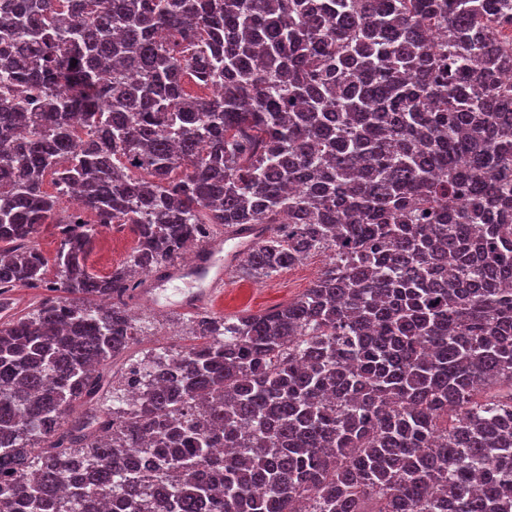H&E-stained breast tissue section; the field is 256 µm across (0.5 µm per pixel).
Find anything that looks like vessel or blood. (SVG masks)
<instances>
[{"instance_id": "obj_1", "label": "vessel or blood", "mask_w": 512, "mask_h": 512, "mask_svg": "<svg viewBox=\"0 0 512 512\" xmlns=\"http://www.w3.org/2000/svg\"><path fill=\"white\" fill-rule=\"evenodd\" d=\"M248 245V239L242 236L225 235L224 239L200 252L193 263L178 265L149 277L148 285L153 288L168 282L186 280L198 283V290L184 300L183 307L190 312L200 311L212 295L223 291L230 270Z\"/></svg>"}]
</instances>
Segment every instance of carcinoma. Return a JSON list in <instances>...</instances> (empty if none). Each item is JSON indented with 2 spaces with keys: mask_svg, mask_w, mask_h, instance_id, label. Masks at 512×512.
<instances>
[{
  "mask_svg": "<svg viewBox=\"0 0 512 512\" xmlns=\"http://www.w3.org/2000/svg\"><path fill=\"white\" fill-rule=\"evenodd\" d=\"M510 29L512 0H0V296L53 292L0 323V512H512ZM242 224L245 276L329 266L103 408L123 298ZM33 242L45 257L53 259L60 245L58 229L54 224H42L34 234ZM136 245V237L129 226L122 230L99 227L88 266L98 275H108L126 263Z\"/></svg>",
  "mask_w": 512,
  "mask_h": 512,
  "instance_id": "cac0c4a2",
  "label": "carcinoma"
}]
</instances>
